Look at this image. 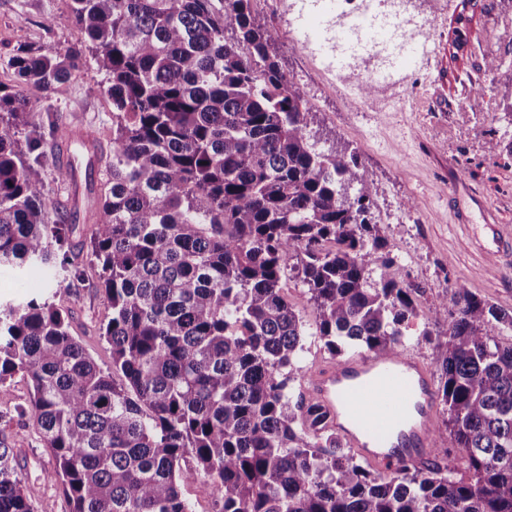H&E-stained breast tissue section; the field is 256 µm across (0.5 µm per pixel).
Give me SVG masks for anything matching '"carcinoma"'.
Instances as JSON below:
<instances>
[{"label":"carcinoma","instance_id":"obj_1","mask_svg":"<svg viewBox=\"0 0 512 512\" xmlns=\"http://www.w3.org/2000/svg\"><path fill=\"white\" fill-rule=\"evenodd\" d=\"M71 0L81 35L64 52L22 45L6 68L51 89L103 76L112 100L104 180L85 182L112 346L104 371L69 315L32 297L0 307V512H38L13 441L33 418L71 512H512V315L452 285L424 328L448 437L422 468L373 471L345 451L327 411L292 400L304 336L331 357L396 352L419 289L392 276L373 179L354 153L306 137L316 113L270 53L253 0ZM94 61L82 70L85 56ZM35 113L0 82V267L81 278L70 260L78 172L49 163ZM66 200L48 202L47 166ZM296 261L313 332L282 293ZM27 378L29 403L10 387ZM460 454L469 472L443 465ZM183 493L195 512H213V491L204 481L186 484L183 488Z\"/></svg>","mask_w":512,"mask_h":512}]
</instances>
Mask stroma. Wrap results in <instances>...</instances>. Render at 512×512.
<instances>
[{"mask_svg": "<svg viewBox=\"0 0 512 512\" xmlns=\"http://www.w3.org/2000/svg\"><path fill=\"white\" fill-rule=\"evenodd\" d=\"M289 0H255L257 18L275 34L270 52L304 92L316 117L307 130L323 151L356 152L374 180L375 214L396 260L395 278L420 287L421 316L415 330L438 333L434 321L450 286L460 280L478 296L512 314V253L488 255L468 244L475 235L491 245L483 210L498 223L512 225V123L502 112L512 106V0H412L416 12L434 22L432 51L402 57L395 80L408 93L392 112H362L325 79L305 43L316 28L286 19ZM70 0H0V82L16 79L2 63L21 45L53 52L75 43ZM497 56V68L484 58ZM36 122L57 116L74 128L112 133V102L101 78L74 75L51 90L22 86ZM501 142L497 154L489 141ZM465 211L468 225L454 221ZM82 283L52 288L50 270L0 267V304H19L32 296L53 298L69 314L70 331L102 369L112 366V349L100 327L110 313L99 269L79 252ZM15 446L25 465L26 487L39 512H70L60 483L48 480L54 466L34 423L20 430Z\"/></svg>", "mask_w": 512, "mask_h": 512, "instance_id": "stroma-1", "label": "stroma"}]
</instances>
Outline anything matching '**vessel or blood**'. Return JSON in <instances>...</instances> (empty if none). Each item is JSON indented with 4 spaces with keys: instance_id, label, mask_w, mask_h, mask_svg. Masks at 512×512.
<instances>
[{
    "instance_id": "obj_1",
    "label": "vessel or blood",
    "mask_w": 512,
    "mask_h": 512,
    "mask_svg": "<svg viewBox=\"0 0 512 512\" xmlns=\"http://www.w3.org/2000/svg\"><path fill=\"white\" fill-rule=\"evenodd\" d=\"M308 395L329 410L337 433L367 462L418 466L432 453L437 397L417 355L370 353L324 366Z\"/></svg>"
}]
</instances>
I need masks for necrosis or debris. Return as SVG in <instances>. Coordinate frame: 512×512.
I'll return each instance as SVG.
<instances>
[{
  "instance_id": "4bbe7bcc",
  "label": "necrosis or debris",
  "mask_w": 512,
  "mask_h": 512,
  "mask_svg": "<svg viewBox=\"0 0 512 512\" xmlns=\"http://www.w3.org/2000/svg\"><path fill=\"white\" fill-rule=\"evenodd\" d=\"M433 24L411 11L407 0H351L327 21L322 43L337 63L336 90L348 94L380 83L394 59L411 43H430ZM364 111H379V103L360 99Z\"/></svg>"
}]
</instances>
